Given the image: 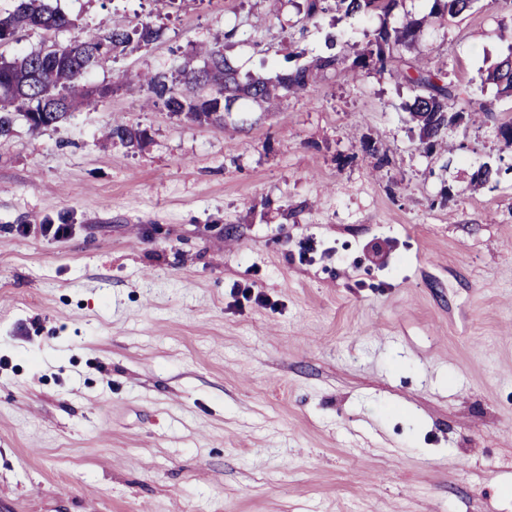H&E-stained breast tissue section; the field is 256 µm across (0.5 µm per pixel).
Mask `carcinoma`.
<instances>
[{
  "label": "carcinoma",
  "instance_id": "1",
  "mask_svg": "<svg viewBox=\"0 0 512 512\" xmlns=\"http://www.w3.org/2000/svg\"><path fill=\"white\" fill-rule=\"evenodd\" d=\"M398 0H310L306 18L315 19L332 6L346 15L368 14L388 18ZM472 0H432L429 16L448 15L459 17L469 11ZM426 18H409L398 27L382 24L368 34L366 52L352 63L350 72L357 75V69L375 70L380 76H387L407 85L414 93L409 114L419 128L422 142L431 144L448 127L455 125V118L462 116L466 121L489 117L490 110L483 104L477 106L468 91L447 80L442 69H425L402 57L393 55L400 46L416 42ZM50 23L57 29L68 24V20L49 8L43 0H18L14 11L0 18V34L14 36L23 28L38 27ZM161 36L158 29L149 23H141L131 30L115 29L110 34L112 51L123 49L132 42L148 45ZM61 56L50 53H31L6 58L0 54V139L7 138L13 131L15 121L23 119L30 128L41 129L54 126L66 118L68 113L91 103L92 98H104L112 88L89 89L81 83L83 75L90 69V56L66 52L60 48ZM206 63L228 76L227 84L221 85L215 93L206 95L190 94L199 84L209 79V72L200 69L184 73L183 90L168 83L166 77L156 76L148 82L151 97L160 101L170 112L184 113L196 121L215 122L223 126L221 114L229 104L238 99L237 93L246 91L258 105L270 106L278 98V92L292 94L305 92L319 73L344 68V57L338 54L319 56L311 62L279 73L273 79H251L245 83L238 80L237 69L219 48L206 50ZM481 83L496 85L498 93L512 97V52L480 74Z\"/></svg>",
  "mask_w": 512,
  "mask_h": 512
}]
</instances>
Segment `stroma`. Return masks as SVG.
<instances>
[{"label":"stroma","instance_id":"1","mask_svg":"<svg viewBox=\"0 0 512 512\" xmlns=\"http://www.w3.org/2000/svg\"><path fill=\"white\" fill-rule=\"evenodd\" d=\"M47 3L70 26L1 55L162 35L88 71L97 106L0 140V512H512V98L475 80L512 52L494 0L311 24L307 0ZM407 14L429 19L407 58L492 111L454 151L372 72L220 128L145 104L201 46L270 79ZM473 0H432L430 16L459 17L470 10L468 5Z\"/></svg>","mask_w":512,"mask_h":512}]
</instances>
